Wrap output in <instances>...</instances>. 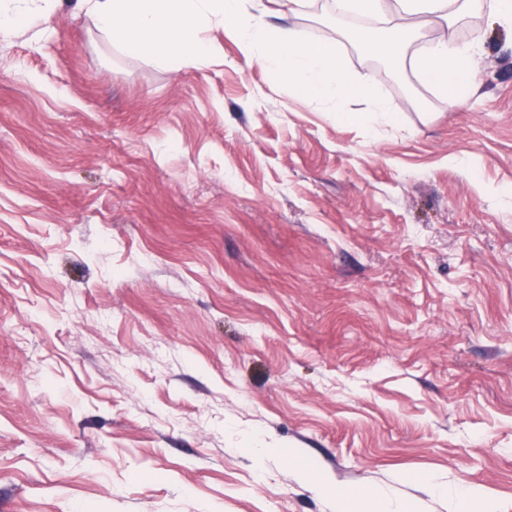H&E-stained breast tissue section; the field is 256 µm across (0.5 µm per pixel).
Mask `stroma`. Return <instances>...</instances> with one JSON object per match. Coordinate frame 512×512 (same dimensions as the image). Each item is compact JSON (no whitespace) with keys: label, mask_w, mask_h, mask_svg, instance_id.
<instances>
[{"label":"stroma","mask_w":512,"mask_h":512,"mask_svg":"<svg viewBox=\"0 0 512 512\" xmlns=\"http://www.w3.org/2000/svg\"><path fill=\"white\" fill-rule=\"evenodd\" d=\"M449 106L337 35L396 126L339 122L209 28L130 56L61 0L0 40V512H512V29ZM470 162L464 176L457 160Z\"/></svg>","instance_id":"stroma-1"}]
</instances>
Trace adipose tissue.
<instances>
[{"instance_id":"obj_1","label":"adipose tissue","mask_w":512,"mask_h":512,"mask_svg":"<svg viewBox=\"0 0 512 512\" xmlns=\"http://www.w3.org/2000/svg\"><path fill=\"white\" fill-rule=\"evenodd\" d=\"M59 0H0V38L11 37L21 23L48 25ZM479 0H333L337 14L370 17L384 24L382 34H367L363 48L412 69L448 99L461 104L474 83L472 63L480 43L437 41L409 51L414 29L394 24V17H424L441 25L472 11ZM83 11L106 38L124 52L174 70L202 69L211 49L205 28L231 30L241 54L279 82L311 93L316 99L340 102L367 97V81L354 76L339 61L331 37L310 40L297 29L270 27L267 0H79Z\"/></svg>"}]
</instances>
